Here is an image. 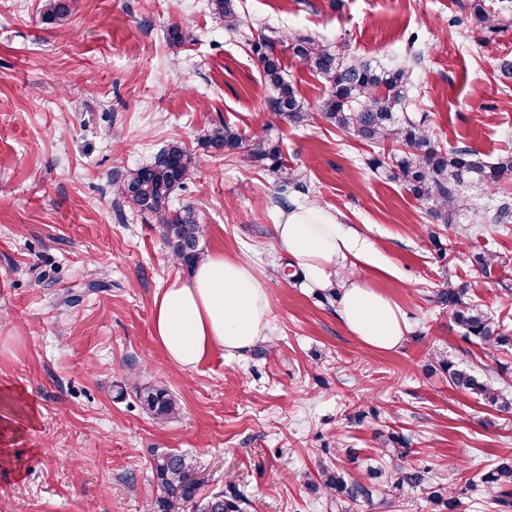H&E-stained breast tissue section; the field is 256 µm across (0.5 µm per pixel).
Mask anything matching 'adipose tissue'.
Listing matches in <instances>:
<instances>
[{"instance_id": "1", "label": "adipose tissue", "mask_w": 512, "mask_h": 512, "mask_svg": "<svg viewBox=\"0 0 512 512\" xmlns=\"http://www.w3.org/2000/svg\"><path fill=\"white\" fill-rule=\"evenodd\" d=\"M274 237L309 283L340 287V318L354 336L377 350L402 344L409 326L391 299L369 283L336 280L339 271L373 259L371 245L351 226L309 203L288 211ZM271 315L265 284L253 266L213 254L154 295L151 331L167 360L187 371L216 348L230 355L248 351L268 336Z\"/></svg>"}]
</instances>
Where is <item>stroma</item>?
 <instances>
[{
	"mask_svg": "<svg viewBox=\"0 0 512 512\" xmlns=\"http://www.w3.org/2000/svg\"><path fill=\"white\" fill-rule=\"evenodd\" d=\"M462 2L238 0L232 35L208 0H80L55 23L43 0H0V389L37 407L13 446L20 473L0 468V512H147L161 450L196 460L202 493L236 490L259 512H434L418 487L369 506L321 491L328 472L363 480L390 435L402 464L454 489L457 512H499L479 481L512 457V410L449 386L442 363L490 366L512 394V349L465 338L432 297L466 285L512 328V223L491 221L512 179L495 194L471 187L465 244L442 227L435 245L420 231L424 205L376 177L370 147L321 122L272 131L310 185L289 202L315 199L374 246L373 261L345 275L391 297L410 326L400 348L377 351L277 248L275 174L246 151L215 157L201 143L223 122L262 134L272 91L248 45L262 32L319 37L388 66L422 50L409 112L441 146L489 162L512 153V92L495 70L512 57V30L484 38ZM185 23L195 43L173 45L170 29ZM281 59L316 107L325 84ZM175 140L198 167L170 207L195 209L207 253L249 260L272 306L271 336L190 371L172 368L151 332L153 295L187 270L158 225L119 210L112 186ZM476 253L495 257L491 277L472 267ZM150 385L177 401L175 418L160 424L141 407L135 391Z\"/></svg>",
	"mask_w": 512,
	"mask_h": 512,
	"instance_id": "stroma-1",
	"label": "stroma"
}]
</instances>
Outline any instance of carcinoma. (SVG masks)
<instances>
[{
  "label": "carcinoma",
  "mask_w": 512,
  "mask_h": 512,
  "mask_svg": "<svg viewBox=\"0 0 512 512\" xmlns=\"http://www.w3.org/2000/svg\"><path fill=\"white\" fill-rule=\"evenodd\" d=\"M79 0H44L43 15L53 23L78 7ZM213 14L224 21V29L235 33L242 25L236 0H209ZM469 22L475 29L496 35L512 27V20L500 14L490 0H469L464 5ZM282 42L261 36L251 43L265 83L273 89L267 99V130L278 123H315L322 120L352 134L357 141L377 150L368 159L371 170L381 178L398 183L413 197L429 204L427 215L447 226L460 223L472 209L470 197L463 187L473 183L488 189L501 185L512 176V154L495 163L484 161L468 146L444 148L432 138L424 122L406 114L410 93L415 86V66L421 52L410 53L409 60L381 67L371 60L351 55L339 47L311 36L288 40V51L307 68L321 77L328 89L317 109L304 108L294 84L283 73L280 50ZM202 144L216 155H230L240 149L248 151L254 162L276 174L281 196L276 200L288 206V189L308 191L305 175L288 166L280 146L264 136L250 143L238 129L222 124L211 128ZM196 168L195 157L186 146L173 141L164 147L150 165L130 169L116 175V195L142 215L162 228L173 260L189 269L204 258L200 248L201 225L190 206L178 210L169 207L172 194L185 188ZM433 302L446 308L453 320L485 347L497 350L512 347V332L495 318L483 313L466 300V289L448 287L433 295ZM448 382L455 389L473 395L491 406L512 407V401L494 385L491 375L445 363ZM142 407L155 420L165 422L176 414V405L168 391L159 386L136 390ZM151 469L160 495L157 512H246L253 504L244 495L214 493L200 495V485H186L185 475L196 471L194 461L181 453L162 451L153 456ZM481 483L493 504L512 507V458L503 459L481 476ZM421 487L429 502L448 512H456L458 501L449 488L434 486L425 468L399 466L395 473L378 467L370 470L366 481H346L339 475H328L322 483L323 492L344 495L353 503L370 502L376 494L394 496L404 486Z\"/></svg>",
  "instance_id": "1"
}]
</instances>
